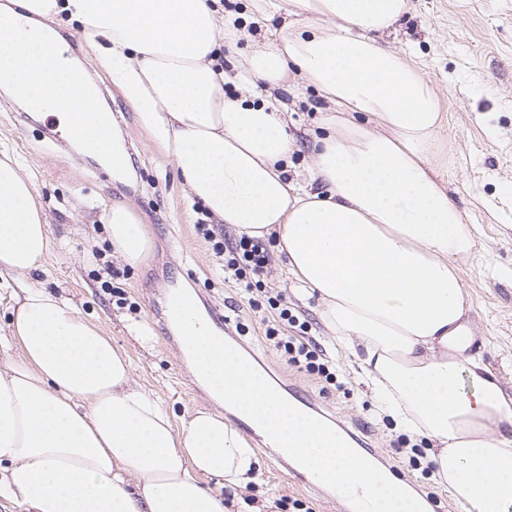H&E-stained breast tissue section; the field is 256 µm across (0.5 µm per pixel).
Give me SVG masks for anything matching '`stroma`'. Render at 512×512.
Returning <instances> with one entry per match:
<instances>
[{"instance_id":"1","label":"stroma","mask_w":512,"mask_h":512,"mask_svg":"<svg viewBox=\"0 0 512 512\" xmlns=\"http://www.w3.org/2000/svg\"><path fill=\"white\" fill-rule=\"evenodd\" d=\"M410 9L383 42L418 67L444 112L432 146L437 179L473 230L475 247L460 260V276L471 300L474 349L506 391L512 392V0H409ZM243 12L241 38L225 60L228 96L260 101L262 82L238 79L242 60L282 24V16L254 14L250 0H234ZM53 31L78 44L71 62L80 64L100 90L102 109L113 115L114 134L128 155L122 173L82 151L61 131L58 117L34 113L0 88V151H8L34 181L49 219L50 250L26 280L36 288L69 299L80 315L100 327L131 362L136 383L158 398L174 425L198 409L237 415L224 408L197 378L176 337L163 323L167 289L185 288L199 296V308L214 306L233 331L229 343L254 352L273 372L307 394L324 412L336 415L375 450L377 465L399 466L414 446L424 455L418 467L401 469L422 494L431 495L435 512H460L429 467V443L399 432L360 383L351 357L329 336L315 300L301 297L285 261L268 240L270 262L246 281H225L223 261L215 256L197 225L209 223L204 207L183 184L174 160L145 129L139 112L101 63L97 47L104 37L90 36L82 25L60 16ZM284 99L296 146L288 158V176L303 181L313 162L314 137L327 104L315 88L291 83ZM129 206L136 223L149 234V250L138 265L113 255L103 209ZM282 295L306 334L321 343L340 369L339 383L322 387L314 376L285 364L266 343L260 317L276 319L267 298ZM249 442L261 464L260 484L251 492L225 490L231 512H277L281 499L301 500L314 512H352L332 489L316 491L309 479L279 465L262 435Z\"/></svg>"}]
</instances>
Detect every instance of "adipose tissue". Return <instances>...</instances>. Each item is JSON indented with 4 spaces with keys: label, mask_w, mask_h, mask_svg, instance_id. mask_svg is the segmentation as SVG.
I'll list each match as a JSON object with an SVG mask.
<instances>
[{
    "label": "adipose tissue",
    "mask_w": 512,
    "mask_h": 512,
    "mask_svg": "<svg viewBox=\"0 0 512 512\" xmlns=\"http://www.w3.org/2000/svg\"><path fill=\"white\" fill-rule=\"evenodd\" d=\"M284 8L270 46L240 65L269 90L227 98L220 48L238 16L222 0H9L0 6V85L31 111L83 122L96 92L53 44L10 31V18L69 14L103 35L112 78L217 223L276 236L303 296L354 357L380 411L427 440L461 512H512V393L471 352L470 298L457 259L474 248L463 216L430 169L443 114L417 68L381 45L408 0H252ZM330 107L308 182L288 177L295 147L289 78ZM84 150L112 168L125 156L103 112ZM115 255L144 257L148 237L126 207L102 216ZM49 223L32 179L0 152V277L37 269ZM0 365V497L22 512H228L222 488L246 490L255 451L222 414L175 428L133 379L127 356L65 298L19 284ZM470 385L460 389V377ZM220 488H205L203 477Z\"/></svg>",
    "instance_id": "adipose-tissue-1"
}]
</instances>
